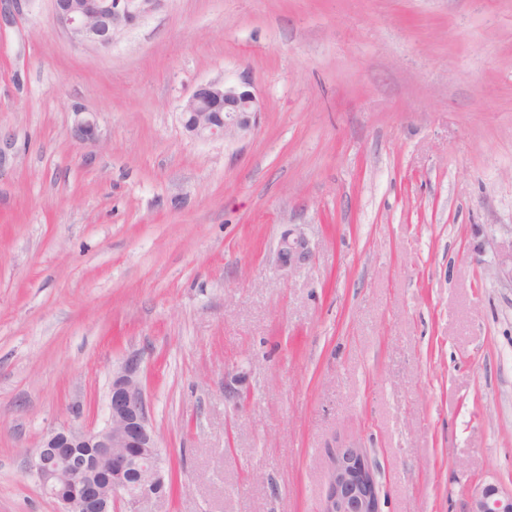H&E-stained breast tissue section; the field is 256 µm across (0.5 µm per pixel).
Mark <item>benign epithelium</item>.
Instances as JSON below:
<instances>
[{"mask_svg":"<svg viewBox=\"0 0 512 512\" xmlns=\"http://www.w3.org/2000/svg\"><path fill=\"white\" fill-rule=\"evenodd\" d=\"M160 0H52L56 27L80 46L108 48L117 32L152 12ZM261 103L247 87L197 85L181 106L185 131L199 139L242 137L252 131ZM96 120L78 116L75 135L95 138ZM291 263L307 254V242L284 234L279 250ZM500 272L512 281V241L500 245ZM140 358L127 357L112 371L108 419L99 429L63 425L47 433L34 452L33 470L58 512H145L166 498L163 451L139 378ZM320 512H381L375 466L364 448H339L333 458ZM469 512H512V492L493 484L474 492Z\"/></svg>","mask_w":512,"mask_h":512,"instance_id":"obj_1","label":"benign epithelium"}]
</instances>
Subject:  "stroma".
<instances>
[{"label": "stroma", "mask_w": 512, "mask_h": 512, "mask_svg": "<svg viewBox=\"0 0 512 512\" xmlns=\"http://www.w3.org/2000/svg\"><path fill=\"white\" fill-rule=\"evenodd\" d=\"M214 81L247 136L185 132ZM510 237L512 0H160L106 49L0 0V512H57L34 450L131 355L149 512H318L347 445L382 512L512 491ZM261 103L246 86L197 85L181 106L185 131L199 139L242 137L252 131ZM290 231L284 234L281 240V247L279 250L280 256L284 262L291 264L296 259L305 258L307 254V242L301 235L293 236Z\"/></svg>", "instance_id": "obj_1"}]
</instances>
